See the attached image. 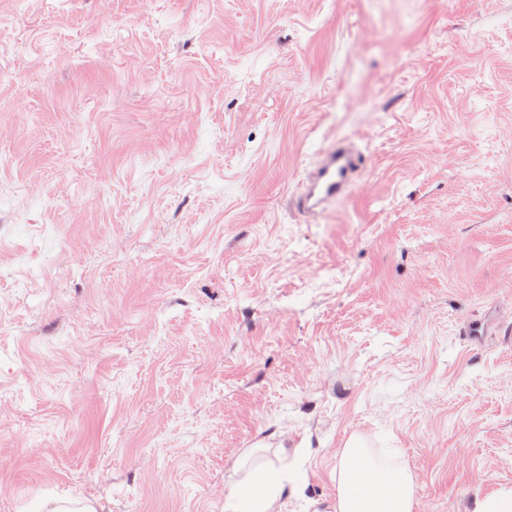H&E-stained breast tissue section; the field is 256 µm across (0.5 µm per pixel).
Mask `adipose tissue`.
<instances>
[{"mask_svg":"<svg viewBox=\"0 0 512 512\" xmlns=\"http://www.w3.org/2000/svg\"><path fill=\"white\" fill-rule=\"evenodd\" d=\"M284 453L278 447L273 457L263 458L255 449H245L236 463L244 475L225 495L224 512H282L287 497L301 496L302 486L291 482L281 461ZM413 510L414 479L409 469L376 460L362 438H350L340 453L332 512Z\"/></svg>","mask_w":512,"mask_h":512,"instance_id":"1","label":"adipose tissue"}]
</instances>
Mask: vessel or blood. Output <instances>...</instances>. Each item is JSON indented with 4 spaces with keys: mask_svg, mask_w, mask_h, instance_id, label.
I'll list each match as a JSON object with an SVG mask.
<instances>
[{
    "mask_svg": "<svg viewBox=\"0 0 512 512\" xmlns=\"http://www.w3.org/2000/svg\"><path fill=\"white\" fill-rule=\"evenodd\" d=\"M365 164L366 157L358 148L336 142L321 153L309 173L296 199L298 208L312 216L324 212L349 193Z\"/></svg>",
    "mask_w": 512,
    "mask_h": 512,
    "instance_id": "vessel-or-blood-1",
    "label": "vessel or blood"
}]
</instances>
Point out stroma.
I'll use <instances>...</instances> for the list:
<instances>
[{"label": "stroma", "instance_id": "stroma-1", "mask_svg": "<svg viewBox=\"0 0 512 512\" xmlns=\"http://www.w3.org/2000/svg\"><path fill=\"white\" fill-rule=\"evenodd\" d=\"M353 436L512 487V0H0V512H224L260 440L327 512ZM365 164L366 157L358 148L336 142L321 153L296 205L308 215L324 212L349 193Z\"/></svg>", "mask_w": 512, "mask_h": 512}]
</instances>
